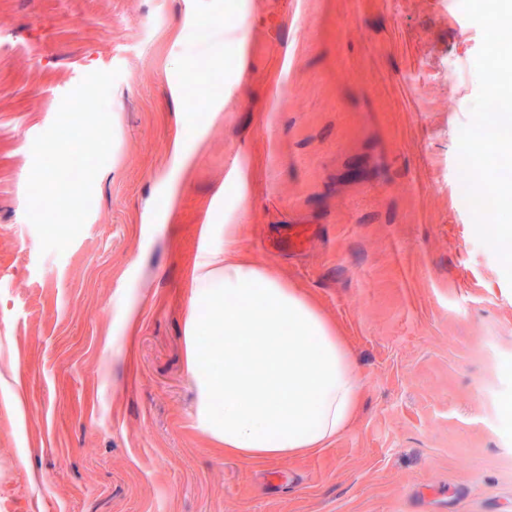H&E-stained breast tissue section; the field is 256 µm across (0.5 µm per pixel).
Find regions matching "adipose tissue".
Instances as JSON below:
<instances>
[{
	"instance_id": "1",
	"label": "adipose tissue",
	"mask_w": 512,
	"mask_h": 512,
	"mask_svg": "<svg viewBox=\"0 0 512 512\" xmlns=\"http://www.w3.org/2000/svg\"><path fill=\"white\" fill-rule=\"evenodd\" d=\"M195 279L187 335L191 372L202 385L200 423L227 454L246 461L299 457L351 427L362 379L335 327L299 289L253 260L240 227H224V248L204 255ZM213 302L224 334V368L199 334Z\"/></svg>"
}]
</instances>
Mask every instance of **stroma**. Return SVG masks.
<instances>
[{"label":"stroma","instance_id":"35a3bbf8","mask_svg":"<svg viewBox=\"0 0 512 512\" xmlns=\"http://www.w3.org/2000/svg\"><path fill=\"white\" fill-rule=\"evenodd\" d=\"M481 42L460 0H0V512H512V285L457 191ZM98 70L112 150L44 254L32 145ZM228 224L362 377L309 455L198 424L194 269Z\"/></svg>","mask_w":512,"mask_h":512}]
</instances>
